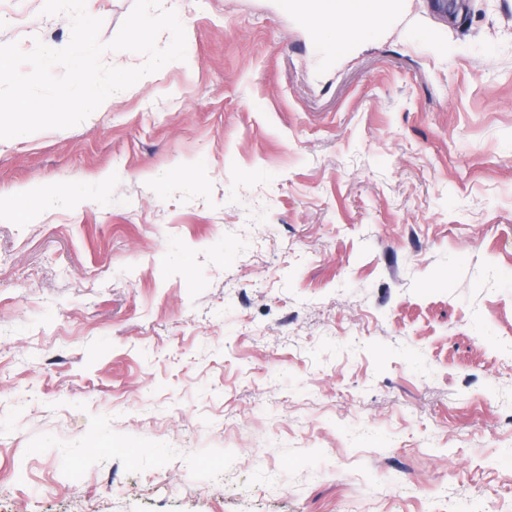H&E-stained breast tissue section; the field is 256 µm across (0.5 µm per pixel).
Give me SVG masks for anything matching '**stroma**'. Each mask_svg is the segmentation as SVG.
<instances>
[{
  "mask_svg": "<svg viewBox=\"0 0 512 512\" xmlns=\"http://www.w3.org/2000/svg\"><path fill=\"white\" fill-rule=\"evenodd\" d=\"M361 2L175 0L185 64L0 140V512H512V0Z\"/></svg>",
  "mask_w": 512,
  "mask_h": 512,
  "instance_id": "stroma-1",
  "label": "stroma"
}]
</instances>
